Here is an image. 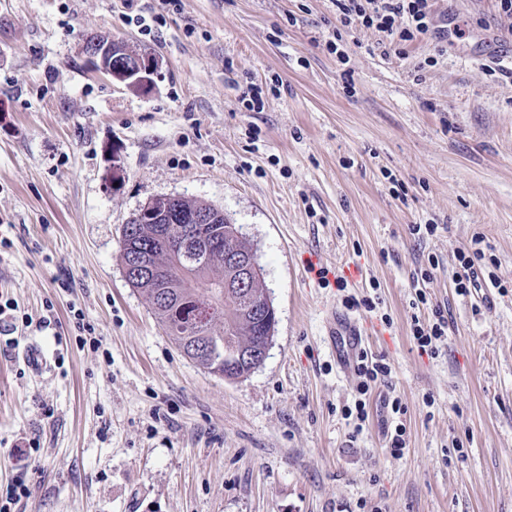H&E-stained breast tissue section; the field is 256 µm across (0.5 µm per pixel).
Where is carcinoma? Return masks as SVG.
I'll list each match as a JSON object with an SVG mask.
<instances>
[{
	"label": "carcinoma",
	"instance_id": "obj_1",
	"mask_svg": "<svg viewBox=\"0 0 512 512\" xmlns=\"http://www.w3.org/2000/svg\"><path fill=\"white\" fill-rule=\"evenodd\" d=\"M215 210L211 204L179 196L169 205L173 215L185 218ZM120 252L125 265L136 255L163 272L159 280L128 272L126 280L186 357L230 381L256 369L243 361L226 373L220 364L227 350L260 355L276 325L260 320L253 311L255 304L268 302L260 275L249 288V302L231 288L237 274L230 257L256 255L236 225L226 219L218 224H170L135 217L124 227Z\"/></svg>",
	"mask_w": 512,
	"mask_h": 512
}]
</instances>
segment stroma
Masks as SVG:
<instances>
[{
    "label": "stroma",
    "mask_w": 512,
    "mask_h": 512,
    "mask_svg": "<svg viewBox=\"0 0 512 512\" xmlns=\"http://www.w3.org/2000/svg\"><path fill=\"white\" fill-rule=\"evenodd\" d=\"M135 14L162 24L144 34ZM336 27L331 0H0L9 512H512V79L484 68L512 51V16L434 0L404 52L356 28L341 58L325 45ZM93 35L156 57L153 89L87 63ZM250 85L261 110L240 99ZM164 196L221 208L257 252L277 325L243 380L191 362L126 280L123 228ZM477 235L503 286L461 295L457 256ZM351 263L362 276L338 290ZM366 296L379 312L349 306ZM332 309L374 325L368 354L392 369L359 434ZM436 309L448 335L431 355L411 328ZM31 348L47 369L24 363ZM389 396L405 409L399 457ZM15 483L27 495L10 505Z\"/></svg>",
    "instance_id": "35a3bbf8"
}]
</instances>
